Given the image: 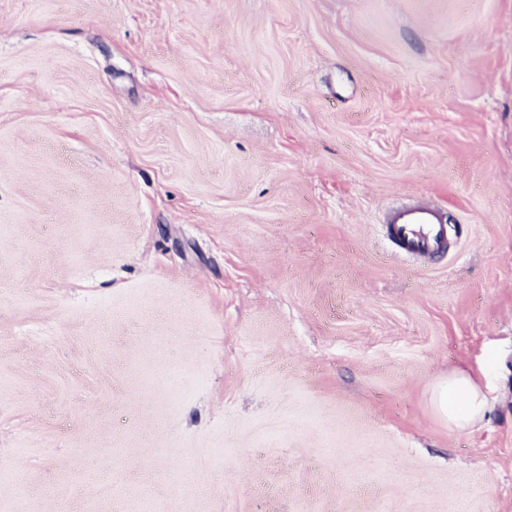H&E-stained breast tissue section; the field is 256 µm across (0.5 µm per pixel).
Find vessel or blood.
I'll return each instance as SVG.
<instances>
[{
  "instance_id": "1",
  "label": "vessel or blood",
  "mask_w": 512,
  "mask_h": 512,
  "mask_svg": "<svg viewBox=\"0 0 512 512\" xmlns=\"http://www.w3.org/2000/svg\"><path fill=\"white\" fill-rule=\"evenodd\" d=\"M386 222L389 239L406 254L436 255L447 247L443 217L434 206L404 204L393 208Z\"/></svg>"
}]
</instances>
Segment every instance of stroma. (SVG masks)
Wrapping results in <instances>:
<instances>
[{
  "label": "stroma",
  "instance_id": "35a3bbf8",
  "mask_svg": "<svg viewBox=\"0 0 512 512\" xmlns=\"http://www.w3.org/2000/svg\"><path fill=\"white\" fill-rule=\"evenodd\" d=\"M0 512H512V0H0ZM386 222L389 239L407 255H436L446 250L443 217L434 206L400 205L388 213ZM435 412L450 429H465L480 421L488 408L478 376L459 369L440 381L432 394Z\"/></svg>",
  "mask_w": 512,
  "mask_h": 512
}]
</instances>
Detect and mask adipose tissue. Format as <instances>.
<instances>
[{
    "instance_id": "ef3b65f1",
    "label": "adipose tissue",
    "mask_w": 512,
    "mask_h": 512,
    "mask_svg": "<svg viewBox=\"0 0 512 512\" xmlns=\"http://www.w3.org/2000/svg\"><path fill=\"white\" fill-rule=\"evenodd\" d=\"M435 412L452 429H465L480 421L488 408V400L479 378L459 369L440 381L432 394Z\"/></svg>"
}]
</instances>
